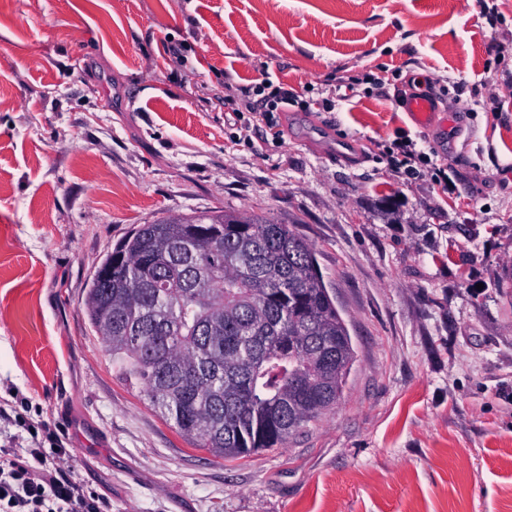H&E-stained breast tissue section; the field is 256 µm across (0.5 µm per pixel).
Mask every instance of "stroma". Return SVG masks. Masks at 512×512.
Instances as JSON below:
<instances>
[{
    "mask_svg": "<svg viewBox=\"0 0 512 512\" xmlns=\"http://www.w3.org/2000/svg\"><path fill=\"white\" fill-rule=\"evenodd\" d=\"M493 3L0 0V410L31 403L112 512H512V0ZM266 78L309 107L240 140L234 99ZM429 89L446 123L423 130L402 101ZM403 139L447 186L392 167ZM207 210L292 225L356 351L333 408L238 460L123 381L83 307L133 228Z\"/></svg>",
    "mask_w": 512,
    "mask_h": 512,
    "instance_id": "1",
    "label": "stroma"
}]
</instances>
